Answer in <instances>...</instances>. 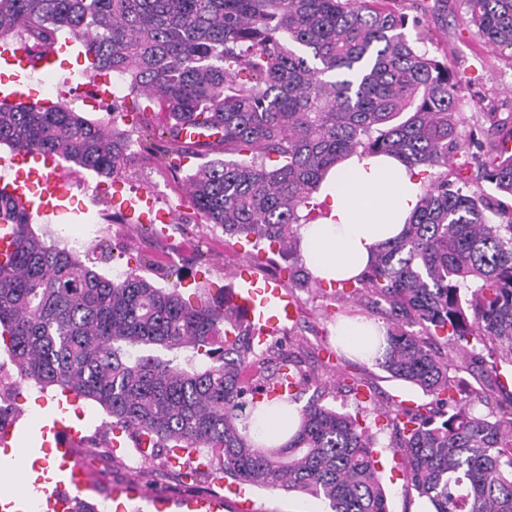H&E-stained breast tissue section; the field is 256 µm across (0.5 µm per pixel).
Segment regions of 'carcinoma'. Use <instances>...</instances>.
<instances>
[{
  "label": "carcinoma",
  "instance_id": "carcinoma-1",
  "mask_svg": "<svg viewBox=\"0 0 512 512\" xmlns=\"http://www.w3.org/2000/svg\"><path fill=\"white\" fill-rule=\"evenodd\" d=\"M460 4L484 43L512 50V0ZM407 29L383 0H0V38L23 33L39 47L66 31L90 72L122 76L162 114L170 167L206 158L185 175L200 223L254 240L258 270L290 259L279 272L291 291L313 286L298 267V229L331 169L361 153L435 170L401 235L336 300L383 316L375 364L432 397V408L381 407L406 484L432 512H512V390L501 381L512 369V205L499 199L512 197V152L491 119L469 153L464 79ZM186 125L222 148L181 142ZM2 144L110 178L128 136L66 105L0 102ZM460 154L495 194L448 180ZM2 220L18 238L0 266V339L20 382L91 400L112 425L148 437L151 456L180 448L218 481L312 497L328 512H389L367 408L327 406L320 381L290 438L260 439L254 413L296 401L271 392L306 374L272 347L256 350L233 307L189 305L136 266L110 279L34 234L32 214L0 195ZM145 348L192 356L182 367ZM251 362L264 365L255 381L242 376Z\"/></svg>",
  "mask_w": 512,
  "mask_h": 512
}]
</instances>
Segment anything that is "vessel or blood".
<instances>
[{
	"label": "vessel or blood",
	"instance_id": "vessel-or-blood-1",
	"mask_svg": "<svg viewBox=\"0 0 512 512\" xmlns=\"http://www.w3.org/2000/svg\"><path fill=\"white\" fill-rule=\"evenodd\" d=\"M73 41L54 43L43 53H35L25 46L0 41V101L19 98L20 77L31 69L53 65L60 54L72 51ZM0 166L13 170L11 181L0 179V193L23 201L27 209L49 214L60 209L71 193L70 184L54 161L43 160L34 150L17 151L10 158L0 160ZM240 284L232 293L230 302L244 312L257 341H265L274 332L280 320L294 316L295 302L284 293L278 280L269 279L258 284L250 270L240 273ZM44 447L55 450L54 475H38L34 481L31 499L20 501L0 487V512H29L32 504L44 502L47 512H73L76 493L93 489L91 475L79 468L78 450L86 441L81 429L56 419L42 426ZM148 498L155 512H252L253 505L246 485H237L224 495H197L194 493H148L138 483H124L112 489L115 512H126L127 502Z\"/></svg>",
	"mask_w": 512,
	"mask_h": 512
}]
</instances>
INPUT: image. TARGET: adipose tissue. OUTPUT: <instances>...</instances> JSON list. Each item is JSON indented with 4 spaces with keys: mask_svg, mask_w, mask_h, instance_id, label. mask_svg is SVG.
Returning a JSON list of instances; mask_svg holds the SVG:
<instances>
[{
    "mask_svg": "<svg viewBox=\"0 0 512 512\" xmlns=\"http://www.w3.org/2000/svg\"><path fill=\"white\" fill-rule=\"evenodd\" d=\"M422 192L416 171L394 157L352 155L330 173L316 196L327 212L299 228L301 255L313 277L333 283L359 275L376 247L397 237ZM336 343L358 353L384 335L366 318L338 321Z\"/></svg>",
    "mask_w": 512,
    "mask_h": 512,
    "instance_id": "obj_1",
    "label": "adipose tissue"
}]
</instances>
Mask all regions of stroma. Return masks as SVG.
I'll use <instances>...</instances> for the list:
<instances>
[{"instance_id":"obj_1","label":"stroma","mask_w":512,"mask_h":512,"mask_svg":"<svg viewBox=\"0 0 512 512\" xmlns=\"http://www.w3.org/2000/svg\"><path fill=\"white\" fill-rule=\"evenodd\" d=\"M391 7L408 16L421 17L419 34L426 47L449 70L465 75L467 89L458 102L464 129L484 123L491 114L512 128V52L485 45L472 27L462 23L458 0H393ZM87 66V60L82 58L69 67L44 73L45 83L38 88L36 102L63 101L87 119L108 120L102 101L86 97L92 80ZM60 167L72 185L73 199L66 211L33 220L32 228L40 237L50 238L60 224L69 225L78 236L83 235L88 225H98L101 232L95 244L78 250L79 255L87 256L90 267L109 277L114 268L143 260L146 277L160 287L178 286L184 299L190 302L196 301L197 289L203 288L211 304L218 307L238 287L251 244L226 237L222 229L200 224L185 190L183 171L170 170L164 157L132 148L125 170L111 179L65 161ZM111 192L125 199L142 192L154 194L158 208L172 215L165 232H156L148 224L131 223L127 216L119 215L107 198ZM297 296L295 317L269 335L267 344L299 355L303 368L321 373L325 379L362 378L377 392L405 401L406 405L428 403V396L419 388L391 378L374 363L337 351L332 326L345 316L366 315L364 306L354 301L336 302L333 289L325 285L298 291ZM298 337L306 344L304 350L295 346ZM78 406L91 417L88 441L80 455L90 460V473L99 486L98 491L84 492L85 502H103L105 489L132 479L154 490L205 491L212 487L210 475L192 463L185 461L176 466L167 457L142 459L134 450L136 441L132 438L127 441L130 453L107 456L112 436L110 418L94 402L82 400ZM379 441L389 512H423L422 500L394 468L392 452L386 447L387 435H380ZM253 498L257 512H324L319 500L306 496L257 489Z\"/></svg>"}]
</instances>
